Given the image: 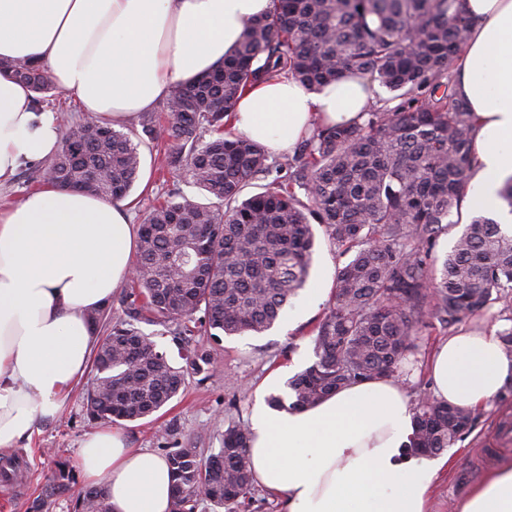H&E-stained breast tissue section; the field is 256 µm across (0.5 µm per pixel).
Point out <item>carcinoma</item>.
Masks as SVG:
<instances>
[{"label":"carcinoma","mask_w":512,"mask_h":512,"mask_svg":"<svg viewBox=\"0 0 512 512\" xmlns=\"http://www.w3.org/2000/svg\"><path fill=\"white\" fill-rule=\"evenodd\" d=\"M457 2L270 0L221 66L175 87L163 106L167 123L143 112L134 136L123 122L56 113L67 120L60 148L26 168L27 181L118 202L141 174L145 147L205 196L172 190L145 214L134 262L144 275L124 295L127 317L88 314L105 329L85 397L89 419H145L185 386L186 371L138 323L176 325L182 359L197 373L213 363L198 336L271 329L308 283L315 224L350 258L337 268L332 305L314 328L316 360L285 392L268 396L274 408L311 407L344 386L395 377L428 319L451 329L507 298L512 226L483 213L445 256L435 251L461 223L474 160L475 124L456 84L471 20ZM0 65L31 88L36 111L61 102L37 62ZM281 72L310 90L357 74L391 96L361 122L314 127L277 159L234 132L231 117L243 92ZM413 411L412 448L431 454L454 447L473 422L471 410L428 393ZM249 439V425L232 421L207 458L191 443L169 452L171 512H196L203 500L238 512L253 489ZM62 496L75 497V512H111L104 489L77 487L66 462L27 512H48Z\"/></svg>","instance_id":"carcinoma-1"}]
</instances>
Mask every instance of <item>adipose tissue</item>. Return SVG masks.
Returning <instances> with one entry per match:
<instances>
[{"label":"adipose tissue","mask_w":512,"mask_h":512,"mask_svg":"<svg viewBox=\"0 0 512 512\" xmlns=\"http://www.w3.org/2000/svg\"><path fill=\"white\" fill-rule=\"evenodd\" d=\"M270 0H0V60L37 61L86 116L127 122L174 88L220 65L246 20ZM473 22L457 90L476 119L465 208L511 224L498 192L512 177V0H461ZM0 69V186L54 155V112ZM376 88L355 78L304 89L287 74L237 102L234 128L282 153L313 127L361 121ZM137 230L124 204L50 185L0 211V447L31 438L61 414L83 377L104 308L127 280ZM434 395L469 409L512 384V357L495 331H463L435 350ZM248 454L256 485L281 512H428L448 456L411 450L413 410L400 384L379 378L318 404L278 411L256 404ZM84 480L105 484L111 512H170L173 479L159 454L102 429L83 442ZM458 512H512V463L474 485Z\"/></svg>","instance_id":"obj_1"}]
</instances>
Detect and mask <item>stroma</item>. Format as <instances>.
Wrapping results in <instances>:
<instances>
[{
  "mask_svg": "<svg viewBox=\"0 0 512 512\" xmlns=\"http://www.w3.org/2000/svg\"><path fill=\"white\" fill-rule=\"evenodd\" d=\"M174 187L190 197L198 194L188 177L159 175L152 161H145L142 177L126 200L131 223L141 224L157 199ZM330 304V299H323L295 321L280 319L260 335L246 333L218 341L201 337V344L212 350L214 365L200 373H188L183 393L159 412L143 420L117 423V430L126 436L130 447L147 448L162 456L186 441L194 442L203 454L216 452L225 425L232 420L247 421L256 396L266 393L270 377L286 383L314 362L312 330ZM448 337V331L436 323L418 336L399 379L409 398L429 390V359ZM88 384V379H81L60 417L40 421L31 439L13 446V455L28 468L30 479L0 491V512H26L56 461H76L86 436L100 429V422L88 420L83 407ZM473 415L472 429L455 446L449 469L433 483L431 512H458L472 484L498 464L512 462V441L499 437L500 428L512 421V388H504L493 402L474 409Z\"/></svg>",
  "mask_w": 512,
  "mask_h": 512,
  "instance_id": "obj_1",
  "label": "stroma"
}]
</instances>
